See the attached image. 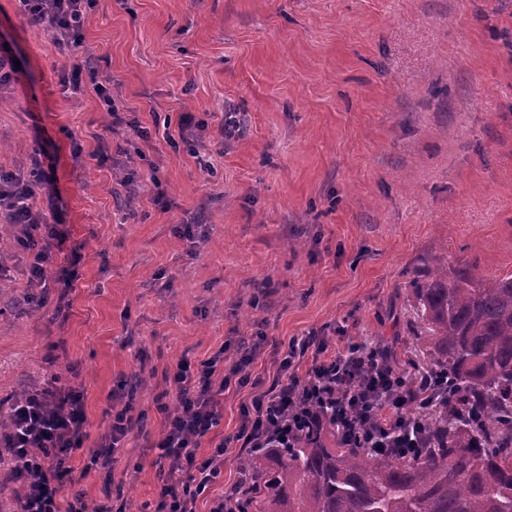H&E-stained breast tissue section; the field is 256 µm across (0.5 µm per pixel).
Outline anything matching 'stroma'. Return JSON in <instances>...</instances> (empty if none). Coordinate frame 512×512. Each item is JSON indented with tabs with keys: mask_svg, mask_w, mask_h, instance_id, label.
I'll return each mask as SVG.
<instances>
[{
	"mask_svg": "<svg viewBox=\"0 0 512 512\" xmlns=\"http://www.w3.org/2000/svg\"><path fill=\"white\" fill-rule=\"evenodd\" d=\"M83 36L87 53L68 52L0 0V45L20 61L0 88V170L53 166L58 213L45 189L32 203L63 236L59 279L31 305L30 257L0 222V401L55 373L82 388L73 491L123 512L155 500L157 405H175L180 359L267 339L204 457L289 341L367 338L405 368L416 281L438 265L512 278V0H91ZM187 113L195 148H171ZM105 144L124 151L100 161ZM137 378L142 430L84 471L110 393Z\"/></svg>",
	"mask_w": 512,
	"mask_h": 512,
	"instance_id": "1",
	"label": "stroma"
}]
</instances>
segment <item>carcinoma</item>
Here are the masks:
<instances>
[{
  "instance_id": "cac0c4a2",
  "label": "carcinoma",
  "mask_w": 512,
  "mask_h": 512,
  "mask_svg": "<svg viewBox=\"0 0 512 512\" xmlns=\"http://www.w3.org/2000/svg\"><path fill=\"white\" fill-rule=\"evenodd\" d=\"M403 311L414 317V366L455 384V397L433 411H410L420 454L349 448L330 430L300 433L246 461L256 476L248 512H512V278L474 286L437 267Z\"/></svg>"
}]
</instances>
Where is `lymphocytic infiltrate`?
<instances>
[{"label":"lymphocytic infiltrate","instance_id":"f902f5d3","mask_svg":"<svg viewBox=\"0 0 512 512\" xmlns=\"http://www.w3.org/2000/svg\"><path fill=\"white\" fill-rule=\"evenodd\" d=\"M20 2L31 23L52 34L58 44L82 48L89 0ZM34 194L30 183L0 173V214L22 229L18 243L30 253L28 283L36 288L46 284L61 236L55 227L44 226L41 214L31 206ZM262 347L259 338L238 347L229 366L220 352L195 367L184 359L176 364L178 408L168 411L157 443L167 465L158 472L161 488L153 512H196L198 496L221 477L228 449L253 453L283 448L299 432L327 423L334 425L337 440L345 445L400 448L406 455H417L420 437L407 411L431 406L434 377L426 373L411 378L379 344L360 339L334 346L326 337L312 334L290 341L280 361L285 371L311 358L306 378L272 382L242 408L236 434L221 440L210 455L199 457V439L221 416L220 391L233 382L248 383V369ZM6 412L9 426L0 431V465L8 464L9 476L23 489L15 512H87L83 495L62 496L73 472L69 460L88 437L82 392L58 380L40 393L14 400ZM135 425L131 406L113 412L85 470L96 469L100 459L114 455Z\"/></svg>","mask_w":512,"mask_h":512}]
</instances>
